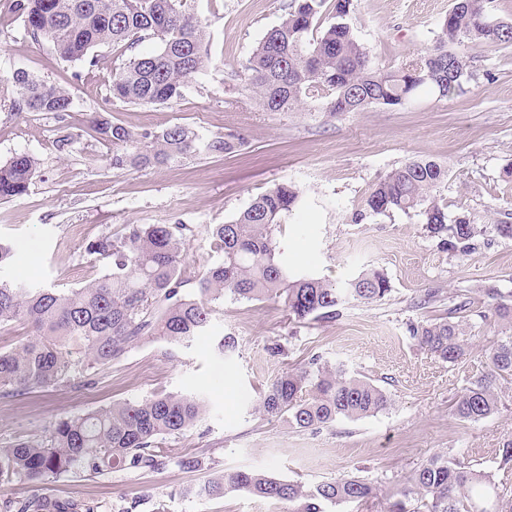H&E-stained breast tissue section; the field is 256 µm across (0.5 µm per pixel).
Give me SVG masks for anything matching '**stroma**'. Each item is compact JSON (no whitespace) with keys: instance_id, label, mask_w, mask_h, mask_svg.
Masks as SVG:
<instances>
[{"instance_id":"stroma-1","label":"stroma","mask_w":512,"mask_h":512,"mask_svg":"<svg viewBox=\"0 0 512 512\" xmlns=\"http://www.w3.org/2000/svg\"><path fill=\"white\" fill-rule=\"evenodd\" d=\"M12 2L0 0V164L23 153L39 162L26 194L0 200V239L19 259L14 276L77 288L104 271L85 252L90 239L122 235L130 224H183V276L194 289L206 266L222 257L209 226L291 182L302 189L303 205L277 232L288 264L338 283L374 266L391 285L381 302L352 301L323 320H297L278 301L228 296L217 303L209 334L191 346L151 337L100 369L90 388L0 396L2 444L46 434L63 417L118 400L162 392L208 401L194 430L165 440L168 456L159 468L99 477L67 473L45 485L46 494L91 512H152L159 500L167 512H284L244 493L198 492L214 475L253 469L309 486L355 474L375 487L367 503L332 505L328 512H387L399 499L415 512L416 499L401 492L413 471L437 455L465 458L512 491V467H500L498 456L512 439V383L500 382L501 404L485 420L464 423L451 411L468 378L486 371L484 348L501 331L469 337L471 352L455 367L420 350L407 333L409 321L443 312L450 300L478 298L490 285L512 302V239L497 236L458 256L416 216L362 211L380 177L426 157L448 168L437 195L449 213L466 210L488 224H512V176L506 174L512 169V45L473 50L470 77L445 97L424 89L401 106L373 105L335 118L310 102L271 114L239 91L248 82L253 49L291 0H188L187 10L209 34L211 63L177 104L136 106L109 97V70L77 72L49 44L26 36ZM453 3L354 0L348 21L374 65L394 70L435 41ZM17 68L66 85L70 111L17 112L11 80ZM98 114L139 130L182 123L204 136L239 132L246 146L235 157L199 153L176 165L120 169L112 165L111 146L92 129ZM67 135L72 143L61 145ZM429 289L440 302L418 308ZM228 334L237 348L218 355L215 346ZM315 354L383 389L388 409L317 431L256 417L252 405L267 383ZM185 454L204 455L203 467H180L176 459Z\"/></svg>"}]
</instances>
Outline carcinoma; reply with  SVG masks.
<instances>
[{"label":"carcinoma","instance_id":"cac0c4a2","mask_svg":"<svg viewBox=\"0 0 512 512\" xmlns=\"http://www.w3.org/2000/svg\"><path fill=\"white\" fill-rule=\"evenodd\" d=\"M294 0L280 23L267 31L248 59L249 83L242 94L262 111L293 112L307 102L331 117L371 105L396 107L429 88L442 97L461 88L470 51L512 44V23L492 18L486 0H454L441 33L422 54L401 67L383 71L372 65L348 22L353 0ZM13 12L26 34L47 41L66 63L94 70L112 67L110 96L126 104L173 105L210 59L202 21L184 0H13ZM154 40L151 52L139 46ZM101 47L120 50L111 64ZM21 112L69 111L68 88L25 69L11 75ZM93 131L112 145V166L168 165L197 153L231 155L245 146L228 132L203 138L182 124L158 131L136 130L104 117ZM38 161L17 154L0 164V200L24 195ZM448 179V169L432 159H413L373 184L365 209L377 215L414 214L426 229L445 236L446 250L466 255L476 242L497 234L512 238V224H480L469 212L448 214L432 192ZM302 190L275 185L252 199L232 220L208 232L223 252L198 280L195 292L182 293L184 234L168 224H131L120 237L89 241L87 255L106 261L100 277L79 288L36 286L9 275L15 252L0 241V328L25 322L31 338L0 351V395L23 397L37 389L69 383L78 374L105 366L139 341L156 336L180 346L206 335L216 301L280 299L298 320L334 318L349 299L370 305L391 291L386 275L373 268L342 285L312 273L293 271L283 260L277 229L298 209ZM487 302L465 301L444 315L410 322V339L421 350L455 366L470 355L465 331L487 332L512 324V303L494 287L480 290ZM489 370L473 377L457 396L454 416L475 423L499 407V380L512 379V336L494 342L486 353ZM390 406L386 392L343 366L311 356L302 367L276 376L253 407L267 420L286 418L299 429L320 430L343 418L358 420ZM208 411L200 395L155 393L58 421L48 434L0 446V483L23 480L42 487L81 470L89 474L125 466L155 469L162 464V441L197 427ZM403 497L418 496L424 512H512V497L487 473L465 459L433 457L410 476ZM205 491L245 492L288 505V512H326L328 504L362 503L374 488L358 476L306 486L257 470H238L211 478ZM50 495L35 493L18 512H76Z\"/></svg>","mask_w":512,"mask_h":512}]
</instances>
